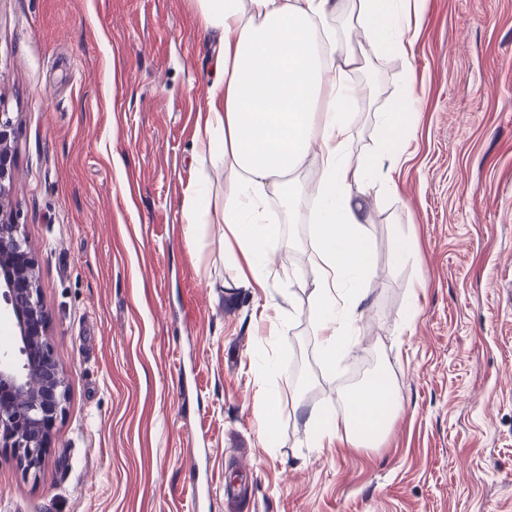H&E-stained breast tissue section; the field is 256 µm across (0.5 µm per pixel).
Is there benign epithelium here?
<instances>
[{
	"mask_svg": "<svg viewBox=\"0 0 512 512\" xmlns=\"http://www.w3.org/2000/svg\"><path fill=\"white\" fill-rule=\"evenodd\" d=\"M16 119L0 107V305L14 317L28 361L15 367L0 352V447L9 449L18 468L30 471L44 461L48 433L65 400L64 375L46 341L32 249L13 212V138Z\"/></svg>",
	"mask_w": 512,
	"mask_h": 512,
	"instance_id": "7a95c632",
	"label": "benign epithelium"
}]
</instances>
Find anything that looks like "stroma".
I'll return each instance as SVG.
<instances>
[{
	"label": "stroma",
	"mask_w": 512,
	"mask_h": 512,
	"mask_svg": "<svg viewBox=\"0 0 512 512\" xmlns=\"http://www.w3.org/2000/svg\"><path fill=\"white\" fill-rule=\"evenodd\" d=\"M409 57L372 58L352 155L411 98L417 125L366 201L370 294L338 373L316 338L307 214L287 213L264 286L187 243L215 42L192 0H0V105L17 117L11 207L34 247L66 400L45 460L0 447V512H190L191 448L208 512H512V0H424ZM415 248L396 258L398 239ZM411 320H404L405 311ZM399 410L383 442L311 444L367 359ZM272 360L279 372L263 376ZM199 393L187 405L176 386ZM273 401L276 444L259 414Z\"/></svg>",
	"instance_id": "1"
}]
</instances>
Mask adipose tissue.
I'll list each match as a JSON object with an SVG mask.
<instances>
[{
	"label": "adipose tissue",
	"mask_w": 512,
	"mask_h": 512,
	"mask_svg": "<svg viewBox=\"0 0 512 512\" xmlns=\"http://www.w3.org/2000/svg\"><path fill=\"white\" fill-rule=\"evenodd\" d=\"M408 0H194L206 32L217 35V78L212 109L197 132L198 158L224 168L229 180L219 221L227 258L247 268L256 283L271 270L265 255L279 232L280 216L269 205L281 192L295 210L317 201L315 245L310 256L316 332L327 368L350 352V329L370 288L371 253L364 233L365 196L384 161L399 157L414 126L413 100L387 113L378 153L353 156L350 114L369 94L355 81L371 56L404 55L403 14ZM355 15L361 38L337 43L332 17L341 8ZM319 148L315 186L298 185L294 173ZM205 180L186 190L181 205L184 235L195 243L210 220ZM397 401L391 384L369 381L347 395L341 415H311L315 447L346 437L375 444Z\"/></svg>",
	"instance_id": "obj_1"
}]
</instances>
